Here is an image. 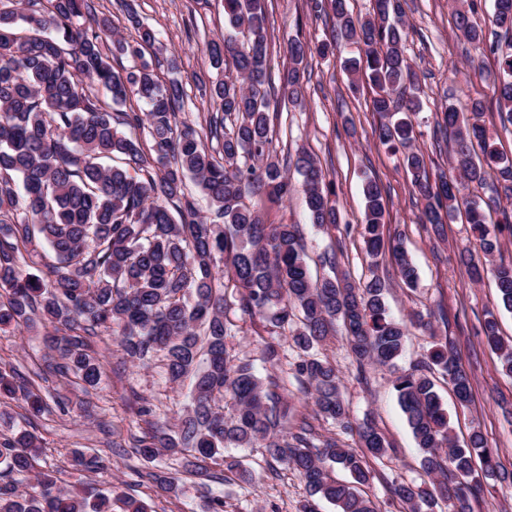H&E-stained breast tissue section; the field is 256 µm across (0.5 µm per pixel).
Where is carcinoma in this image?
Returning a JSON list of instances; mask_svg holds the SVG:
<instances>
[{"instance_id":"1","label":"carcinoma","mask_w":512,"mask_h":512,"mask_svg":"<svg viewBox=\"0 0 512 512\" xmlns=\"http://www.w3.org/2000/svg\"><path fill=\"white\" fill-rule=\"evenodd\" d=\"M86 7V0H0V329H19L41 316L53 328L45 342L54 352V369L85 389L98 386L102 377L88 340L98 328L117 337L130 363L147 366L159 358L169 383H189L184 410L135 438L134 448L147 461L168 455L182 472L201 480L227 470L253 483L256 475L224 451L260 448L297 472L310 496L332 502L337 512H378L359 490L369 479L364 456L317 434L305 417L289 425L288 406L258 375V367H278L293 350L295 372L308 385L315 415L356 435L373 457L387 454L388 442L370 418L352 420L336 367L320 353L339 322L359 367L396 366L407 326L388 311L386 281L376 273L358 284L345 276L313 278L299 225L265 224L247 203L252 196L286 197L292 190L288 160L278 158L270 125L265 0H223L227 32L208 45L212 65L224 67V79L209 87L220 106L209 118L214 148L177 119L183 86L163 82L157 73L161 59L146 55L158 42L157 31L141 24L135 38L116 37L107 17L79 22ZM311 10L332 21L335 38L362 52L344 68L351 81L362 74L375 90L372 111L386 118L378 138L393 151L403 149L406 173L425 201L420 221L434 225L439 236L448 222L471 225L485 262L467 253L470 277L480 283L491 275L500 305L512 310V263L487 265L500 242L487 229L485 208L467 193L469 185L493 174L512 198V159L499 152L481 123V103L464 120L451 106L437 114L458 177L442 173L430 182L425 156L414 147L412 114L420 108L421 86L405 54L400 0H375L373 14L365 18L353 16L346 0H311ZM477 13V0H467L456 11V26L479 57L495 47L486 43ZM492 23L512 34V0H494ZM109 39L112 55L131 62L121 73L104 52ZM311 52L305 42L288 44L292 66L282 88L296 103L304 99L302 78ZM89 82L107 90L116 106L131 92L146 110L115 117ZM495 90L501 117L512 124V53L502 57ZM116 118L145 132L150 147L119 131ZM116 158L125 166L102 163ZM294 166L311 223L337 224L333 191L317 160L303 151ZM189 176L214 218L199 213L187 191ZM363 195L362 237L375 259L385 249L383 189L368 179ZM35 238L53 252L55 263L40 276L24 275L23 250ZM390 247L402 284L413 287L416 270L401 239ZM228 309L259 318L271 337L288 334L290 349L265 340L256 358L237 357L225 343ZM483 334L499 351L502 370L512 375V341L502 339L491 313ZM437 374L460 403L470 397L471 374L446 345L395 376L426 480H396L390 492L404 512H435L440 500L448 512H472L474 493L490 480L512 483V472L486 447L481 431L458 444L435 389ZM18 393L31 415L42 412L41 395L0 368V397ZM40 455L33 432L0 436V474H29ZM336 466L350 480L333 477ZM0 512H112V500L102 495L90 502L86 490L61 487L40 471L24 491L16 480L0 481Z\"/></svg>"}]
</instances>
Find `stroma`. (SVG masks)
<instances>
[{
	"label": "stroma",
	"instance_id": "obj_1",
	"mask_svg": "<svg viewBox=\"0 0 512 512\" xmlns=\"http://www.w3.org/2000/svg\"><path fill=\"white\" fill-rule=\"evenodd\" d=\"M92 12L112 21L114 32L126 38L136 35V23L155 27L163 55L175 59L174 67L161 68V79H178L184 88L180 120L205 130L207 119L217 110L201 85L223 79L206 52L210 41L224 36L222 0H134L137 21H130L121 0H88ZM309 0H267L268 75L274 91L270 119L279 156L305 150L323 167L337 192L338 223L329 228L311 224L296 169L288 176L294 185L283 201L268 197L255 203L268 224H298L304 233L307 261L312 275H346L358 282L378 271L386 278L387 307L396 320L408 327V340L401 366L425 357L434 343H448L472 375L471 399L459 404L447 383L439 393L448 411L451 433L464 439L472 431L483 433L502 465L512 470V375L505 374L497 352L486 343L482 326L488 314L498 317L504 339L512 340V312L501 307L492 278L472 282L460 261L474 239L468 224H445L443 236H435L420 223L423 201L415 193L398 156L383 147L377 137L381 123L371 109L373 91L367 80L350 83L342 68L345 58L356 55L355 46L335 41L333 55L324 57L316 48L332 39V25L313 16ZM407 40L405 53L421 78L420 110L413 117L415 145L425 155L430 177L449 171L448 152L436 143L437 112L453 106L468 116L472 102H480L482 120L495 133L499 150L512 156V125L502 126L494 80L498 56L512 49V36L499 37L497 53H488L468 63L467 43L455 25V10L461 0H402ZM298 39L313 47L304 73L306 99L297 105L279 91L281 78L290 65L288 43ZM333 40V39H332ZM374 179L385 188V239L401 238L418 270L415 289L403 286L391 252L370 262L362 232L364 202L362 184ZM336 258L325 264L324 255ZM43 328L21 333L0 330V366L13 367L33 379L48 409L31 417L23 400L10 401L7 409L17 423L32 422L43 453L40 470H56L61 485L76 484L94 494L129 496L147 503L152 512H209L211 494L224 498V512H300L312 502L316 512H336L335 506L310 498L299 475L274 470L271 460L257 449H239L235 455L258 477L254 484L213 481L203 490L195 477L182 476L178 494L158 489L157 475L168 471L171 460L159 457L146 462L133 448V436L146 432L141 406L157 416H172L186 402V388L172 387L160 362L136 367L126 362L115 336L100 332L97 348L104 374L96 388L73 387L48 367L50 355L42 344ZM322 352L335 365L341 390L353 418L368 417L391 446L386 457L368 459L371 479L365 494L380 512H400L392 499L393 480L420 481V456L406 417L393 389L392 370L371 366L359 372L344 334H336ZM98 454L109 460L108 469L78 471L72 466L75 453Z\"/></svg>",
	"mask_w": 512,
	"mask_h": 512
}]
</instances>
